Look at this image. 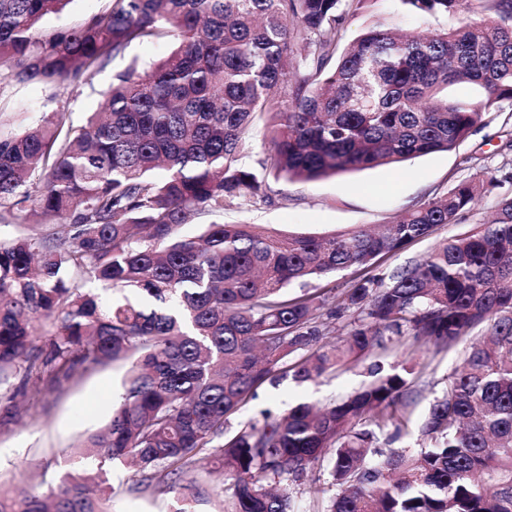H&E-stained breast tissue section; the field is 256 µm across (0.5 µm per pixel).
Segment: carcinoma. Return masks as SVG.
Listing matches in <instances>:
<instances>
[{"label":"carcinoma","instance_id":"cac0c4a2","mask_svg":"<svg viewBox=\"0 0 512 512\" xmlns=\"http://www.w3.org/2000/svg\"><path fill=\"white\" fill-rule=\"evenodd\" d=\"M73 0H0V85L88 83L133 43L176 47L117 75L101 112L65 111L21 130L0 126V223L31 211L59 219L0 242V382L80 361L129 360L122 403L84 441L88 455L134 467L148 486L196 512L207 488L190 471L214 464L230 512H293L288 482L327 461L336 492L322 512H512V198L491 220L422 260L351 285L333 308L306 283L366 268L455 224L495 176L456 185L379 230L283 233L226 223L236 205L273 203L261 174L311 182L447 152L512 102V0H400L439 28L400 34L376 21L342 50L336 36L374 0H110L78 27H46ZM479 6L493 18L453 23ZM467 83L479 95L448 97ZM263 127L265 152L246 164ZM213 218L193 237L181 226ZM122 292L107 303L81 288ZM343 313L351 329L323 342ZM52 339L34 353L42 325ZM418 425V453L377 446L373 412L392 408L394 442L411 424L412 368L372 369L364 389L324 409L299 404L231 429L254 390L285 376L305 383L355 365L387 336L436 349L473 329ZM98 471L44 492L0 486V512H110Z\"/></svg>","mask_w":512,"mask_h":512}]
</instances>
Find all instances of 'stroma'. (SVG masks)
<instances>
[{"label": "stroma", "mask_w": 512, "mask_h": 512, "mask_svg": "<svg viewBox=\"0 0 512 512\" xmlns=\"http://www.w3.org/2000/svg\"><path fill=\"white\" fill-rule=\"evenodd\" d=\"M383 18L401 29L417 26L399 0H377L372 12L350 17L338 43L346 45L373 19ZM174 43L166 37L131 45L122 56L96 71L89 84L78 88L41 83L15 84L0 90V119L20 129L34 115L66 109L74 123H83L88 112L101 102L99 93L130 62L141 66L166 55ZM512 126V106L487 113L484 124L458 147L417 157L395 167H378L312 182H289L274 176L265 179L272 205L230 211L225 221L261 224L282 231L317 235L388 223L435 194L446 192L462 181L496 171L497 181L473 210L458 223L435 227L432 234L405 249L381 258L371 269L383 275L420 258L435 246L475 226L505 198L512 197V150L505 146L504 125ZM464 343L436 351L414 336L393 337L387 348L374 349L354 367L339 366L317 381L299 384L291 378L277 385H263L242 409L229 419L238 426L258 417L266 408L287 409L301 402L320 406L340 400L370 382L368 368L380 364L392 371L401 361L413 368L408 377L407 402L413 420H420L430 402L442 395L447 377L462 360ZM128 362L117 361L81 368L79 374L55 381L52 367L38 376L10 374L0 384V483L28 489L39 483H59L67 474L84 469L102 471L113 488L112 512H174L176 493H161L141 483L139 475L117 462L87 457L80 440L103 427L122 393ZM317 487L322 498L333 495L329 470L320 462L309 467L291 486L297 512H317L307 494Z\"/></svg>", "instance_id": "stroma-1"}]
</instances>
